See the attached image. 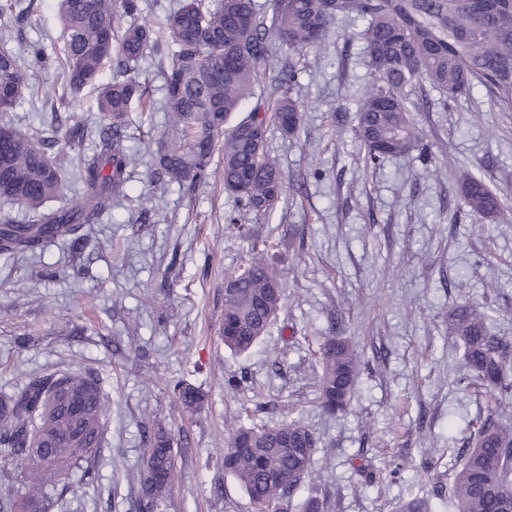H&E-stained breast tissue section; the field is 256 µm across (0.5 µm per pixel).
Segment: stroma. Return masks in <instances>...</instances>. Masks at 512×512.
I'll use <instances>...</instances> for the list:
<instances>
[{"mask_svg":"<svg viewBox=\"0 0 512 512\" xmlns=\"http://www.w3.org/2000/svg\"><path fill=\"white\" fill-rule=\"evenodd\" d=\"M59 0H37L33 15L0 23V51L44 46L30 64L33 100L15 110L25 129L49 125L59 87L55 52L63 44ZM359 22L335 24L325 42L300 57L278 50L268 78L285 63L306 67L294 95L305 106L299 135L272 130L270 145L292 187L266 220L241 214L281 257L285 306L270 336L245 355L225 348L224 274L248 241L224 222L235 200L221 175L197 187L158 181L149 163L165 123V55L149 50L133 76L149 84L152 134L132 140L139 156L126 200L94 224L82 253L46 243L40 255L0 257V398L30 376L78 373L96 379L109 406L97 483L72 476L65 491L46 490L48 512H128L137 494L145 432L167 430L180 473L167 512H254L220 459L228 429L249 398L271 405L270 421L300 420L316 439L311 472L298 482L288 512L314 501L320 512H397L401 502H448L453 463L468 425L494 416L512 424V405L493 406L462 392L463 350L448 334L458 303L491 315V329L512 339V112L498 111L483 88L444 106L429 90L418 115L432 144L429 166L417 156L366 165L354 133L356 104L369 80ZM85 101L61 115L57 149L76 166L92 142L77 146L64 130L92 121ZM321 178H314L313 169ZM480 175L507 206L503 224H481L460 200L463 172ZM148 197L159 214L138 217L129 199ZM88 276L73 280L71 268ZM339 335L358 350L362 369L346 412L319 406L316 351ZM247 371L253 386L228 391ZM205 394L183 410L173 385Z\"/></svg>","mask_w":512,"mask_h":512,"instance_id":"1","label":"stroma"}]
</instances>
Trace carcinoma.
Returning a JSON list of instances; mask_svg holds the SVG:
<instances>
[{"label":"carcinoma","mask_w":512,"mask_h":512,"mask_svg":"<svg viewBox=\"0 0 512 512\" xmlns=\"http://www.w3.org/2000/svg\"><path fill=\"white\" fill-rule=\"evenodd\" d=\"M65 40L60 50L61 94L56 110L71 111L80 93L105 69L112 78L98 86L96 122H77L67 137L81 145L78 178L88 188L80 200L55 210L45 204L58 196L63 170L54 156L56 137L24 133L11 111L24 100L28 57L43 49L0 53V201L18 204L28 223L0 212V255L33 253L50 240L67 236L88 242V228L125 197L127 168L137 162L127 145L132 108L151 110L149 85L129 74L130 64L149 49H166L164 106L167 124L152 155L153 172L169 183L194 187L208 178L214 152L224 161V190L256 218L271 216L286 200L289 183L267 146L270 128L295 136L305 105L292 95L300 71L288 70L241 119L231 117L255 96L274 59L275 45L311 50L339 20L364 23L365 63L370 80L355 110V132L366 163L419 153L431 154L415 114L427 112V84L448 101L487 91L501 112H512V0H179L161 25L142 16L141 0H59ZM126 26H115L117 17ZM463 205L487 224L504 221L502 201L482 177L468 173L461 182ZM235 285L224 294L221 337L242 354L268 334L284 308L281 271L268 245L249 243L239 266L225 274ZM486 315L467 304L448 311V335L463 348L469 375L462 390L489 402L512 399V341L492 335ZM323 411L346 410L361 371V357L340 336L320 347ZM177 400L188 412L204 404L203 392L177 384ZM107 405L91 377L63 373L32 376L13 395L0 400V465L28 476V492L0 476V512H43V486H67L73 471L89 485V464L100 447ZM316 439L300 422L243 425L232 429L224 448V470L234 475L251 501L279 505L302 475L310 472ZM38 450L31 451L32 447ZM171 438L149 437L140 490L131 512H163L177 478L170 459ZM450 497L456 512H512V426L492 417L481 421L453 467Z\"/></svg>","instance_id":"1"}]
</instances>
